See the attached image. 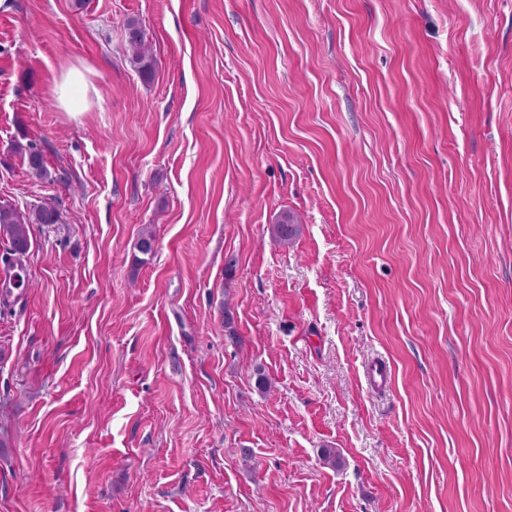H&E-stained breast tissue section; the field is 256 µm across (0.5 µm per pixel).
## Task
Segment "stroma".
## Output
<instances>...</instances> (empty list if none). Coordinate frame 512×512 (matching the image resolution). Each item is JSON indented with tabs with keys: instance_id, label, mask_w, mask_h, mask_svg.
<instances>
[{
	"instance_id": "stroma-1",
	"label": "stroma",
	"mask_w": 512,
	"mask_h": 512,
	"mask_svg": "<svg viewBox=\"0 0 512 512\" xmlns=\"http://www.w3.org/2000/svg\"><path fill=\"white\" fill-rule=\"evenodd\" d=\"M29 202L0 512H512V0H12ZM127 60L139 76L148 81L155 69V58L151 46L146 40V33L136 19H127L124 23ZM83 84H85L84 76L77 68L69 69L61 75L55 87V98L65 112L77 114L76 112L82 111Z\"/></svg>"
}]
</instances>
